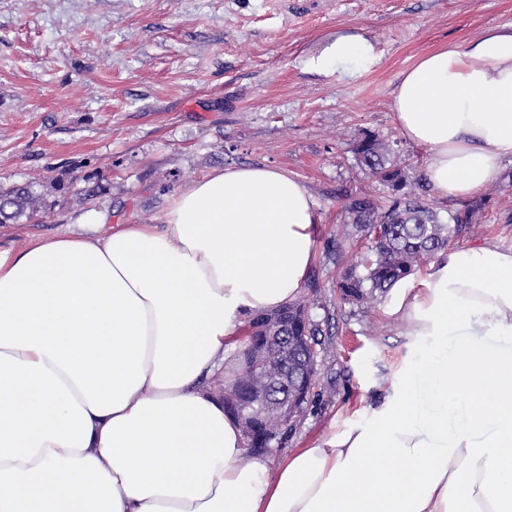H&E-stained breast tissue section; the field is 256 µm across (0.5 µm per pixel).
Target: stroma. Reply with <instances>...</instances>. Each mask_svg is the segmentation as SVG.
<instances>
[{
  "label": "stroma",
  "mask_w": 512,
  "mask_h": 512,
  "mask_svg": "<svg viewBox=\"0 0 512 512\" xmlns=\"http://www.w3.org/2000/svg\"><path fill=\"white\" fill-rule=\"evenodd\" d=\"M512 23V0H0V182L36 183L45 206L0 224V243L66 230L88 210L116 224L160 223L168 201L212 171L263 164L312 195L321 222L298 300L328 323L317 385L276 455L369 421L383 381L451 351L389 316L338 306L336 282L362 245L343 235L339 198L388 190L356 164L365 134L408 175L426 151L393 110L400 74L423 53ZM365 33L378 61L357 75L305 69L337 30ZM459 247L512 249V163Z\"/></svg>",
  "instance_id": "35a3bbf8"
}]
</instances>
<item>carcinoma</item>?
Wrapping results in <instances>:
<instances>
[{"instance_id": "obj_1", "label": "carcinoma", "mask_w": 512, "mask_h": 512, "mask_svg": "<svg viewBox=\"0 0 512 512\" xmlns=\"http://www.w3.org/2000/svg\"><path fill=\"white\" fill-rule=\"evenodd\" d=\"M358 164L388 188L380 202L368 194L344 190V233L364 238L367 250L351 262L337 283L340 304L362 307L385 296L393 285L406 278L429 257L448 251L453 238L470 229L486 208L478 198L463 208L447 212L442 222L437 208L426 200L424 179H408L394 160L390 145L374 135H366L354 148ZM41 204V195L32 184L8 185L0 189V223L30 216ZM307 336L309 346L288 347L276 357L262 360V370L247 372L256 360L253 336ZM321 324L307 315L301 303H289L277 310L260 312L248 321L243 349L237 352L238 365L224 374V407L236 416L235 407L248 405L267 383L284 380L297 367L318 363L327 350ZM264 429L278 442L288 431L287 420L276 411L265 414Z\"/></svg>"}]
</instances>
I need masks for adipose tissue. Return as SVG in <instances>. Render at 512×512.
Listing matches in <instances>:
<instances>
[{
	"label": "adipose tissue",
	"mask_w": 512,
	"mask_h": 512,
	"mask_svg": "<svg viewBox=\"0 0 512 512\" xmlns=\"http://www.w3.org/2000/svg\"><path fill=\"white\" fill-rule=\"evenodd\" d=\"M378 59L337 31L307 67ZM403 138L440 198L465 200L512 160V24L419 57L396 86ZM320 216L262 165L174 195L162 224L91 210L0 246V512H512V250H449L392 290L414 336L456 337L406 370L361 428L243 461L212 380L245 313L295 300Z\"/></svg>",
	"instance_id": "ef3b65f1"
}]
</instances>
